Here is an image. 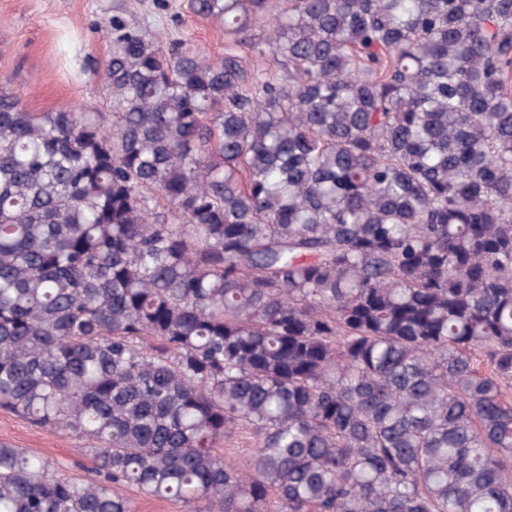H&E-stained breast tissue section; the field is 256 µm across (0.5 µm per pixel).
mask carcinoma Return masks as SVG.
Masks as SVG:
<instances>
[{
    "mask_svg": "<svg viewBox=\"0 0 512 512\" xmlns=\"http://www.w3.org/2000/svg\"><path fill=\"white\" fill-rule=\"evenodd\" d=\"M187 8L107 115L0 84V410L93 461L0 443V512H512V0ZM123 493L130 499L134 512H189L194 505L175 500L147 497L134 487H128Z\"/></svg>",
    "mask_w": 512,
    "mask_h": 512,
    "instance_id": "carcinoma-1",
    "label": "carcinoma"
}]
</instances>
